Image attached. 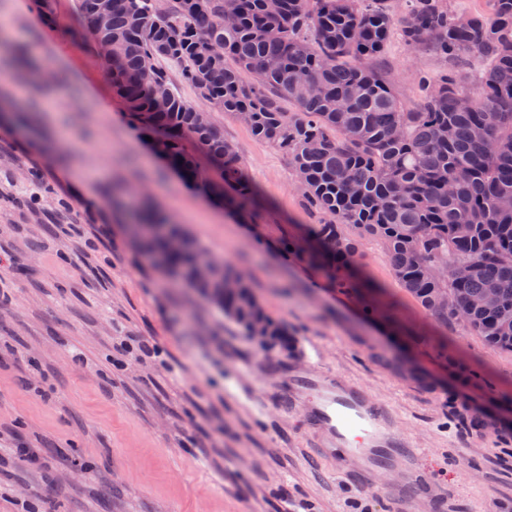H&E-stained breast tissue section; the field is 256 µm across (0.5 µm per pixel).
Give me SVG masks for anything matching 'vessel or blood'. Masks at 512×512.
<instances>
[{
    "mask_svg": "<svg viewBox=\"0 0 512 512\" xmlns=\"http://www.w3.org/2000/svg\"><path fill=\"white\" fill-rule=\"evenodd\" d=\"M226 393L257 412L266 406L254 390L232 382ZM290 401L305 400L303 417L319 436L317 457L338 459L364 470L390 471L411 448L394 433L391 413L362 386L305 372L294 373L288 387Z\"/></svg>",
    "mask_w": 512,
    "mask_h": 512,
    "instance_id": "vessel-or-blood-1",
    "label": "vessel or blood"
}]
</instances>
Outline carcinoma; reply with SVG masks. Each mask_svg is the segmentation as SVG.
Returning <instances> with one entry per match:
<instances>
[{"instance_id":"obj_1","label":"carcinoma","mask_w":512,"mask_h":512,"mask_svg":"<svg viewBox=\"0 0 512 512\" xmlns=\"http://www.w3.org/2000/svg\"><path fill=\"white\" fill-rule=\"evenodd\" d=\"M94 2L78 0V12L94 40L112 38L116 94L137 125L160 135L184 179L196 181L203 154L221 171L207 184L213 196L229 187L242 212L258 201L238 148L211 117L200 120L166 64L288 155L317 214L311 258L339 287H359L351 228L380 243L397 284L425 311L512 352V0H489L487 16L448 0H404L399 19L391 0H168L164 13L151 0H112L105 19ZM396 33L447 65L418 75L410 105L369 65ZM473 56L486 70L467 91L459 68ZM138 224L165 275L198 289L247 338L293 347L242 271L215 262L202 276L207 254L179 225L154 211Z\"/></svg>"}]
</instances>
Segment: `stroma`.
Here are the masks:
<instances>
[{"label":"stroma","instance_id":"35a3bbf8","mask_svg":"<svg viewBox=\"0 0 512 512\" xmlns=\"http://www.w3.org/2000/svg\"><path fill=\"white\" fill-rule=\"evenodd\" d=\"M75 6L0 0L11 45L54 75L44 124L20 132L0 113V180L20 188L34 170L56 198L40 221L0 210V512H512V353L420 308L371 238L357 262L375 291L336 288L298 249L310 219L287 156L223 112L213 122L261 209L239 213L172 171L130 123ZM381 66L409 103L417 75L443 63L396 37ZM81 193L97 205L75 206ZM145 207L245 270L294 349L257 347L160 276L127 230ZM309 363L390 409L417 451L408 477L378 483L311 455L301 409L283 404ZM237 370L264 415L225 396ZM17 444L41 466L11 455Z\"/></svg>","mask_w":512,"mask_h":512}]
</instances>
